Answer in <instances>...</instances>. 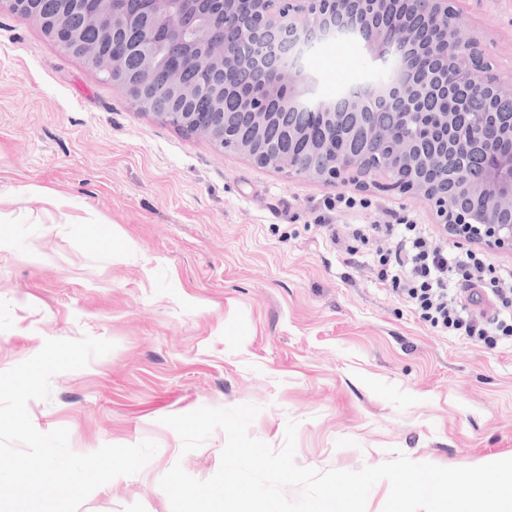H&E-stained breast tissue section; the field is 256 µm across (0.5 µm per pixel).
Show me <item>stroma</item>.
I'll use <instances>...</instances> for the list:
<instances>
[{"instance_id": "35a3bbf8", "label": "stroma", "mask_w": 512, "mask_h": 512, "mask_svg": "<svg viewBox=\"0 0 512 512\" xmlns=\"http://www.w3.org/2000/svg\"><path fill=\"white\" fill-rule=\"evenodd\" d=\"M461 34L483 41L488 73L512 71V0H469ZM368 60L362 44L323 42L314 94L336 99ZM339 193L369 206L326 209ZM404 215L436 223L422 195L260 168L141 113L36 22L0 12V371L48 339L113 341L53 376L31 421L67 428L78 454L158 445L79 512H171L159 482L174 465L212 477L224 433L186 453L162 423L203 406H259L249 434L276 450L296 423V461L319 471L397 451L443 467L512 458V340L432 329L327 231Z\"/></svg>"}]
</instances>
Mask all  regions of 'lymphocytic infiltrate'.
Masks as SVG:
<instances>
[{"instance_id":"lymphocytic-infiltrate-1","label":"lymphocytic infiltrate","mask_w":512,"mask_h":512,"mask_svg":"<svg viewBox=\"0 0 512 512\" xmlns=\"http://www.w3.org/2000/svg\"><path fill=\"white\" fill-rule=\"evenodd\" d=\"M332 240L375 242L377 281L402 296L433 328L489 346L498 338L512 337V289L502 287L500 275L481 250L451 252L444 240L411 220L367 230L349 224ZM485 297L493 305L489 316L476 310Z\"/></svg>"}]
</instances>
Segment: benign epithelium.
I'll return each instance as SVG.
<instances>
[{"instance_id":"1","label":"benign epithelium","mask_w":512,"mask_h":512,"mask_svg":"<svg viewBox=\"0 0 512 512\" xmlns=\"http://www.w3.org/2000/svg\"><path fill=\"white\" fill-rule=\"evenodd\" d=\"M237 0H60L59 14L46 17L40 0H0V12L9 11L37 21L44 32L66 52L81 59L106 80L122 87L139 109L169 123L191 129L215 147L240 153L261 167L312 175L326 182L362 187L375 175L385 178L382 187L400 193H417L435 210L437 223L454 226L458 236L482 241L494 248L512 250V154L496 155L486 173L466 185L468 195L480 200L482 216L471 223L452 194L425 183L420 177L402 179L392 168L375 162L379 150L393 145V154L413 162L414 171L432 166L456 170L471 155H489L488 141L479 134L463 139L451 148L448 138L422 153L413 142H399L378 126V113L398 107L416 112L418 93L448 99V65L460 57L470 67L455 72L453 85L478 78L490 95L512 98V80L482 76L484 49L477 38L461 41L457 23L462 18L458 0H412L417 14L438 31L432 73L419 79L411 71L415 46L398 40L379 24L362 29L361 22L383 18L391 0H251L252 12L237 14ZM79 13L101 30L107 39L119 32L136 30V41L110 52L103 45H90L68 18ZM352 32L380 66L367 70L333 101L312 96L306 85L305 62L315 45L328 36ZM128 53L144 54L148 62L136 71L124 66ZM180 60L197 69L193 81H184L168 67ZM267 79L257 92L241 96L249 119L238 125L224 111V95L238 93L252 70ZM210 97L214 112L202 118L191 111L193 101ZM164 99L162 109L151 110L153 102ZM320 111L331 123L346 124L350 149L329 158V141L312 139L291 117L298 112ZM288 122V135L306 140L307 152L298 161L278 153L266 137L274 123Z\"/></svg>"}]
</instances>
